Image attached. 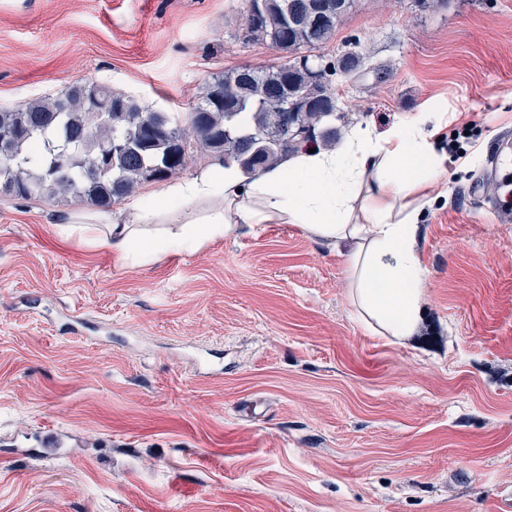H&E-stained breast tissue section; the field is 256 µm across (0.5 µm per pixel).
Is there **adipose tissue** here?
<instances>
[{
	"mask_svg": "<svg viewBox=\"0 0 512 512\" xmlns=\"http://www.w3.org/2000/svg\"><path fill=\"white\" fill-rule=\"evenodd\" d=\"M441 140L442 121L425 108L382 135L353 127L333 150L299 146L249 177L211 166L128 207L69 218L58 232H83L146 265L175 249L197 253L242 224H296L342 257L359 319L401 344L418 328L425 295L418 239L427 192L448 181Z\"/></svg>",
	"mask_w": 512,
	"mask_h": 512,
	"instance_id": "adipose-tissue-1",
	"label": "adipose tissue"
}]
</instances>
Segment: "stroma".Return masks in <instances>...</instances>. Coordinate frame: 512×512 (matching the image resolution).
I'll return each instance as SVG.
<instances>
[{"label":"stroma","mask_w":512,"mask_h":512,"mask_svg":"<svg viewBox=\"0 0 512 512\" xmlns=\"http://www.w3.org/2000/svg\"><path fill=\"white\" fill-rule=\"evenodd\" d=\"M336 126L429 103L471 123L419 241L405 344L355 315L295 224L131 267L81 201L0 196V512H512V0H355L324 63ZM287 55L244 0H0V109L97 82L185 119L216 75Z\"/></svg>","instance_id":"obj_1"}]
</instances>
